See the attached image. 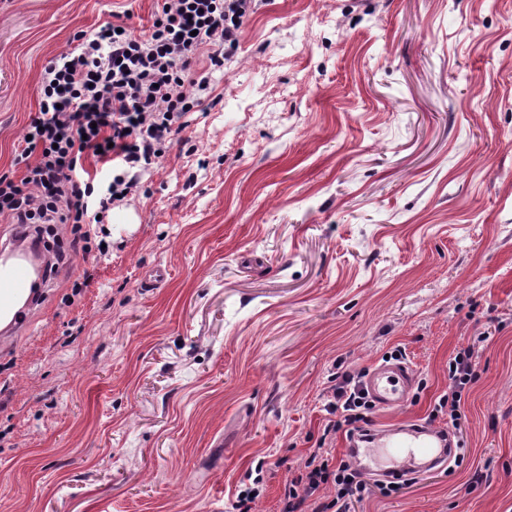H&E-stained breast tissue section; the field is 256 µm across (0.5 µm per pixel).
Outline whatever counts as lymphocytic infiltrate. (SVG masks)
<instances>
[{
    "instance_id": "lymphocytic-infiltrate-1",
    "label": "lymphocytic infiltrate",
    "mask_w": 512,
    "mask_h": 512,
    "mask_svg": "<svg viewBox=\"0 0 512 512\" xmlns=\"http://www.w3.org/2000/svg\"><path fill=\"white\" fill-rule=\"evenodd\" d=\"M255 2L164 0L148 33L109 23L45 68L39 112L13 159L22 176L0 175V217L51 229L74 226L69 250L55 254L50 272L73 256L90 258V225L102 223L126 193L135 191L138 172L163 157L166 144L183 128L182 118L236 47ZM206 46L208 70L190 77L197 51ZM473 356L467 348L449 362L448 391L437 405L456 428L462 393L474 381ZM371 409L355 374L343 373L327 411L346 426L347 437L364 434ZM303 468L286 485L281 512H351L371 490L387 495L399 488L395 482L367 480L348 457L333 466L315 452Z\"/></svg>"
}]
</instances>
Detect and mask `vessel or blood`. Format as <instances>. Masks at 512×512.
Returning <instances> with one entry per match:
<instances>
[{"instance_id":"1","label":"vessel or blood","mask_w":512,"mask_h":512,"mask_svg":"<svg viewBox=\"0 0 512 512\" xmlns=\"http://www.w3.org/2000/svg\"><path fill=\"white\" fill-rule=\"evenodd\" d=\"M32 283L27 259L17 258L0 262V319L9 328L20 326L22 315L15 304L29 290ZM415 382L413 368L405 362H384L370 369L364 387L376 407L389 409L404 406ZM365 449H353L358 464H366L375 448L386 449L395 457L396 467L383 470L390 481L402 479L409 471L435 466L450 460L455 443L452 432L444 427L411 424L402 428L370 430L365 438Z\"/></svg>"}]
</instances>
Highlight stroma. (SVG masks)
Wrapping results in <instances>:
<instances>
[{"label":"stroma","instance_id":"35a3bbf8","mask_svg":"<svg viewBox=\"0 0 512 512\" xmlns=\"http://www.w3.org/2000/svg\"><path fill=\"white\" fill-rule=\"evenodd\" d=\"M160 2L0 0V175L48 63ZM103 229L0 347V512H280L337 374L402 350L372 426H442L471 346L456 460L354 510L512 512V0H259ZM474 348H467L456 354L454 359L448 363V393L441 396L439 403L432 413L443 412L446 409L449 421L455 429L460 428L462 413L460 411L462 392L467 385L474 381L472 359ZM448 407V410H447ZM433 415H436L435 413ZM414 377L413 368L405 362H383L368 371L364 387L376 407L398 408L406 404Z\"/></svg>","mask_w":512,"mask_h":512}]
</instances>
